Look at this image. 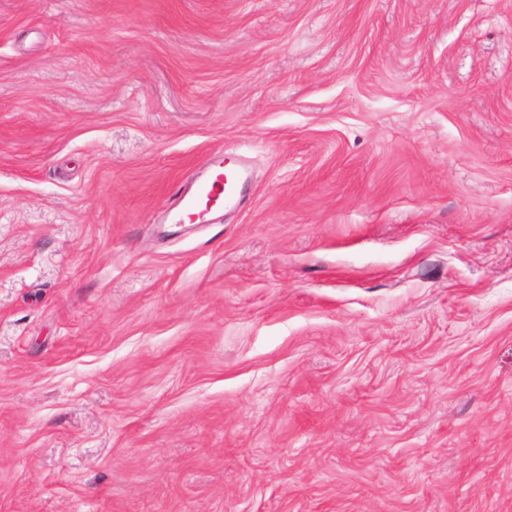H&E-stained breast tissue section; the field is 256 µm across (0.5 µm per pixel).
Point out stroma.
<instances>
[{
    "instance_id": "35a3bbf8",
    "label": "stroma",
    "mask_w": 512,
    "mask_h": 512,
    "mask_svg": "<svg viewBox=\"0 0 512 512\" xmlns=\"http://www.w3.org/2000/svg\"><path fill=\"white\" fill-rule=\"evenodd\" d=\"M0 512H512V0H0ZM243 192L244 181L236 163L226 167L219 165L212 168L206 179L197 182L183 196L182 213L200 219L208 211L205 203L218 206L223 201L225 210H235L241 205Z\"/></svg>"
}]
</instances>
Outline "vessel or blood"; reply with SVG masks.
I'll use <instances>...</instances> for the list:
<instances>
[{
    "label": "vessel or blood",
    "mask_w": 512,
    "mask_h": 512,
    "mask_svg": "<svg viewBox=\"0 0 512 512\" xmlns=\"http://www.w3.org/2000/svg\"><path fill=\"white\" fill-rule=\"evenodd\" d=\"M244 192V181L237 165L212 168L209 176L197 182L183 196L181 209L184 215L203 217L208 204L223 205L225 210L237 209Z\"/></svg>",
    "instance_id": "1"
}]
</instances>
